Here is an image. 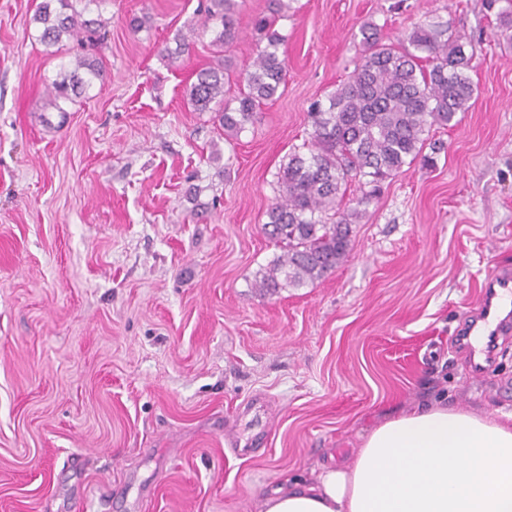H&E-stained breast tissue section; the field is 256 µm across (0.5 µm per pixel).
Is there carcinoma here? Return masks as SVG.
I'll return each instance as SVG.
<instances>
[{"label": "carcinoma", "mask_w": 512, "mask_h": 512, "mask_svg": "<svg viewBox=\"0 0 512 512\" xmlns=\"http://www.w3.org/2000/svg\"><path fill=\"white\" fill-rule=\"evenodd\" d=\"M105 0H43L32 21L36 39L47 47L66 40L101 43L105 33L83 12ZM243 0H209L190 31L209 32L216 48L214 63L201 69L190 88V101L199 112H213L227 136L253 120L257 109L272 99L287 80V62L280 51L287 37L275 29V20L261 17L260 33L251 69L230 90L224 70V49L238 38V16ZM365 55L349 80L316 101L308 113V142L293 151L279 172L280 196L266 211L263 233L282 248V254L261 267L253 287L276 295L288 287L314 284L332 273L348 257L352 224L359 211L343 210L341 203L352 182L368 203L381 184L421 159L432 127H450L466 112L476 93L468 71L473 55L465 52L462 36L434 22L415 25L396 48L364 34ZM101 58L91 53L75 56L73 68L53 83L49 101L63 113L72 102L104 77Z\"/></svg>", "instance_id": "obj_1"}]
</instances>
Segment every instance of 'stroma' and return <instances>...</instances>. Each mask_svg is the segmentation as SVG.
Listing matches in <instances>:
<instances>
[{
    "instance_id": "1",
    "label": "stroma",
    "mask_w": 512,
    "mask_h": 512,
    "mask_svg": "<svg viewBox=\"0 0 512 512\" xmlns=\"http://www.w3.org/2000/svg\"><path fill=\"white\" fill-rule=\"evenodd\" d=\"M247 0L230 76L273 18L284 88L225 137L188 88L210 63L199 0H106L105 78L46 104L78 45L35 38L41 0H0V512H260L349 464L388 417L442 401L512 412V332L468 371L462 318L512 269V0ZM443 22L477 46L452 127L362 207L345 262L261 296L262 232L307 112L347 80L361 28L386 43ZM189 42L188 52L168 59Z\"/></svg>"
}]
</instances>
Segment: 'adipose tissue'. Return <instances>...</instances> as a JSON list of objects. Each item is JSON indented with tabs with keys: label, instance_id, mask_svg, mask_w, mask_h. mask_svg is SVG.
Returning a JSON list of instances; mask_svg holds the SVG:
<instances>
[{
	"label": "adipose tissue",
	"instance_id": "obj_1",
	"mask_svg": "<svg viewBox=\"0 0 512 512\" xmlns=\"http://www.w3.org/2000/svg\"><path fill=\"white\" fill-rule=\"evenodd\" d=\"M262 512H512V414L429 405L388 418L353 464L280 485Z\"/></svg>",
	"mask_w": 512,
	"mask_h": 512
}]
</instances>
